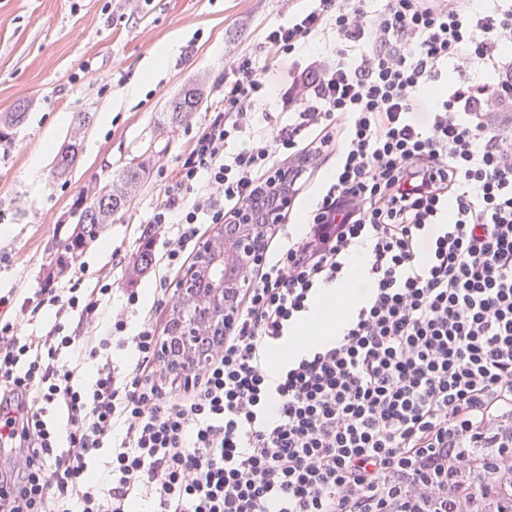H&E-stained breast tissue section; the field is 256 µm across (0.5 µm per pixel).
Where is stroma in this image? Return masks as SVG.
<instances>
[{
  "label": "stroma",
  "mask_w": 512,
  "mask_h": 512,
  "mask_svg": "<svg viewBox=\"0 0 512 512\" xmlns=\"http://www.w3.org/2000/svg\"><path fill=\"white\" fill-rule=\"evenodd\" d=\"M307 0H0V113L26 108L24 121L0 142V295L34 296L55 268L53 244L75 229L79 195L117 179L128 163L146 175L126 209L104 225L75 270L85 287L110 278L140 286L153 302L155 279L179 270L153 263L132 270L154 209L209 113L222 104L230 61L259 52L265 27L284 22ZM163 44L172 52L138 100L129 81L151 65ZM292 69L282 59L264 75L269 95L255 108L254 132L278 118L276 97ZM204 91L199 112L172 126L167 103L188 85ZM80 139L71 172L56 177L61 147Z\"/></svg>",
  "instance_id": "35a3bbf8"
}]
</instances>
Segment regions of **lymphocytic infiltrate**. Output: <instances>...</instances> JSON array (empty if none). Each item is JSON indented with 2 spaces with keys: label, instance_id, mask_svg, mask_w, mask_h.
<instances>
[{
  "label": "lymphocytic infiltrate",
  "instance_id": "lymphocytic-infiltrate-1",
  "mask_svg": "<svg viewBox=\"0 0 512 512\" xmlns=\"http://www.w3.org/2000/svg\"><path fill=\"white\" fill-rule=\"evenodd\" d=\"M262 45L263 63L230 64L223 106L175 170L192 204L167 197L151 222L181 268L200 217L234 223L280 170L308 190L333 154L303 230H277L279 255L235 292L175 395L138 289L104 335L111 283L22 302L24 317L78 313L84 333L0 324V512H512V134L486 114L512 111V0H314ZM285 56L287 124L229 151L266 93L261 66ZM362 248L369 289L336 338L273 366ZM125 348L135 359L117 364Z\"/></svg>",
  "mask_w": 512,
  "mask_h": 512
}]
</instances>
